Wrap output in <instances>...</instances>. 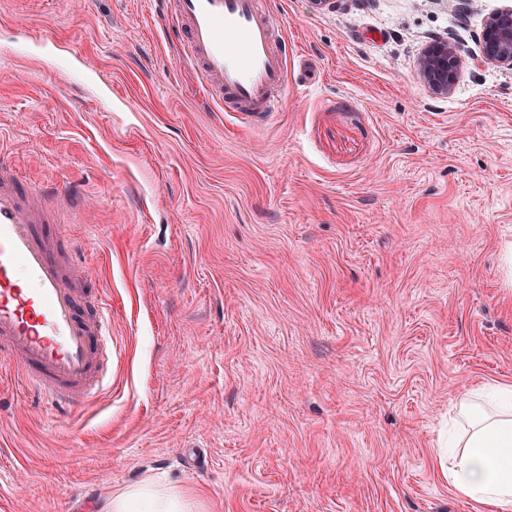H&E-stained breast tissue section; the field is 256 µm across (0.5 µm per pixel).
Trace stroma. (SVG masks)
<instances>
[{
	"label": "stroma",
	"instance_id": "stroma-1",
	"mask_svg": "<svg viewBox=\"0 0 512 512\" xmlns=\"http://www.w3.org/2000/svg\"><path fill=\"white\" fill-rule=\"evenodd\" d=\"M263 2L288 93L248 128L200 95L172 7L0 0V154L80 188L45 230L112 315L93 401L0 368V512L142 482L199 512H475L441 441L461 394L512 384V71L476 45L512 0ZM446 36L437 97L418 58ZM460 47L452 38H438L422 51L419 74L431 93L448 96L458 79L461 65Z\"/></svg>",
	"mask_w": 512,
	"mask_h": 512
}]
</instances>
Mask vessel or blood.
I'll return each mask as SVG.
<instances>
[{
  "label": "vessel or blood",
  "mask_w": 512,
  "mask_h": 512,
  "mask_svg": "<svg viewBox=\"0 0 512 512\" xmlns=\"http://www.w3.org/2000/svg\"><path fill=\"white\" fill-rule=\"evenodd\" d=\"M176 33L206 99L251 123L276 111L288 88V43L260 0H174ZM0 158V363L62 408L96 398L109 371L110 307L87 295L42 230L49 215Z\"/></svg>",
  "instance_id": "obj_1"
}]
</instances>
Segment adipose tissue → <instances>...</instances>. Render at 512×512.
<instances>
[{
  "mask_svg": "<svg viewBox=\"0 0 512 512\" xmlns=\"http://www.w3.org/2000/svg\"><path fill=\"white\" fill-rule=\"evenodd\" d=\"M448 484L479 512H512V385L480 387L454 405ZM101 512H194L189 498L142 484L107 499Z\"/></svg>",
  "mask_w": 512,
  "mask_h": 512,
  "instance_id": "obj_1",
  "label": "adipose tissue"
}]
</instances>
